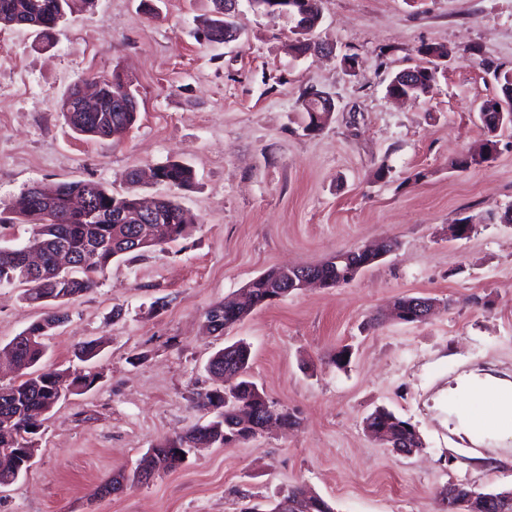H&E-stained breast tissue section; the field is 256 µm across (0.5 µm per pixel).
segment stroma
I'll use <instances>...</instances> for the list:
<instances>
[{"mask_svg": "<svg viewBox=\"0 0 512 512\" xmlns=\"http://www.w3.org/2000/svg\"><path fill=\"white\" fill-rule=\"evenodd\" d=\"M211 0H97L49 34L0 25V206L37 182L93 181L115 194L175 199L194 218L188 236L112 263L71 299L46 338L45 364L91 368L93 387L42 416L29 472L0 489V512H275L295 485L333 512H439L438 491L461 483L512 488V440L475 436L448 391L473 373L512 381V128L493 158L457 168L485 142L476 117L512 70V0H322L311 35L332 55L294 56L290 25L237 0L241 46L202 36ZM450 55L425 100L393 102L395 72L416 50ZM357 55L354 73L343 55ZM120 75L138 100L121 140L91 139L61 101L79 80ZM330 97L324 127L305 130L306 92ZM169 161L194 180L173 187L126 173ZM470 219L469 237L448 227ZM384 238L396 250L334 288H308L255 309L224 335L207 310L258 275L310 266ZM403 296L439 304L426 322L373 319ZM43 315L19 285L0 286V346ZM97 340L91 363L76 351ZM250 375L288 431L198 449L181 468L118 496L113 476L174 434L207 421L198 393L208 363L236 341ZM350 347L344 368L332 358ZM409 420L424 441L406 457L370 438L377 407Z\"/></svg>", "mask_w": 512, "mask_h": 512, "instance_id": "1", "label": "stroma"}]
</instances>
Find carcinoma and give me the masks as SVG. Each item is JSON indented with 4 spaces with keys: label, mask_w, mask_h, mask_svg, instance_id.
I'll use <instances>...</instances> for the list:
<instances>
[{
    "label": "carcinoma",
    "mask_w": 512,
    "mask_h": 512,
    "mask_svg": "<svg viewBox=\"0 0 512 512\" xmlns=\"http://www.w3.org/2000/svg\"><path fill=\"white\" fill-rule=\"evenodd\" d=\"M74 0H0V24L19 25L34 23V28L48 31L55 28L60 19L72 13ZM214 18L207 23V29L224 32V0H212ZM420 63L413 67V81L432 88L437 81L435 59L449 55L443 46L423 45L418 49ZM487 98L479 104L477 112L480 121L491 136L505 126H512V112L506 113L500 122L495 121L494 113L484 111L491 103ZM137 112H75L69 116L70 125L81 135L92 138H119L136 121ZM162 181L174 186H187L193 180V171L188 166L171 161L156 167ZM35 193L47 199V211H24L25 220L34 226L26 246L40 254L42 271L33 279L22 278L23 263L9 247L0 246V285L19 284L25 286L24 299L45 309L43 317L31 323L24 331L4 346L20 371L22 380L0 386V451L8 448L17 451L27 447L30 437L40 429L30 419L28 412L46 405L56 398L59 392L77 393L91 388L97 375L82 371L64 384L62 375L54 369L41 366L45 354L46 337L54 332L53 324L68 321V312L63 308L71 298L83 294L98 283V277L114 260L129 255L135 257L149 253L158 247L187 236L193 219L181 205L163 198L155 203V219L152 224H114L99 216L88 217L70 207L74 195L94 197L107 206L135 208L139 199L134 194L116 196L107 188L91 181L36 183L30 186ZM63 246L72 255L74 267L67 276L55 274L54 257L57 248ZM251 352L243 342L230 345V351L217 352L210 365L217 366L214 374H219L228 365L242 375L236 383L237 392L229 401L215 388L198 394V405L208 410L212 407L224 409V414H215L207 423L178 433L153 448L156 462L164 472L179 468L175 463L174 449L197 448L212 440L224 444V433L236 432V407L252 406L261 417L272 416L284 422L285 426L298 425L296 416L287 411L269 410L265 395L255 391V383L245 378L248 374ZM405 420L395 413L380 409L374 426L378 431L391 437L397 436V429ZM288 501L299 505V512H324V500L312 495V491L296 486L288 494Z\"/></svg>",
    "instance_id": "cac0c4a2"
}]
</instances>
